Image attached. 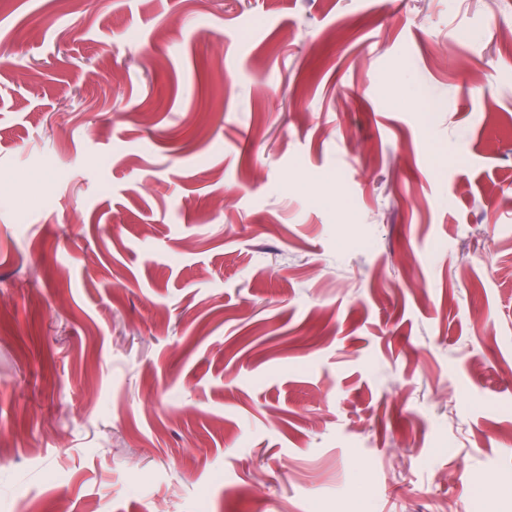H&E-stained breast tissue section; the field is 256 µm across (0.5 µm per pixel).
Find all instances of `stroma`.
<instances>
[{
	"mask_svg": "<svg viewBox=\"0 0 512 512\" xmlns=\"http://www.w3.org/2000/svg\"><path fill=\"white\" fill-rule=\"evenodd\" d=\"M157 507L512 512V0H0V512Z\"/></svg>",
	"mask_w": 512,
	"mask_h": 512,
	"instance_id": "obj_1",
	"label": "stroma"
}]
</instances>
